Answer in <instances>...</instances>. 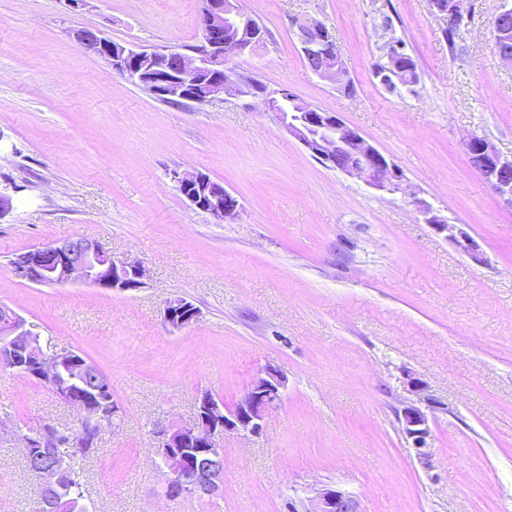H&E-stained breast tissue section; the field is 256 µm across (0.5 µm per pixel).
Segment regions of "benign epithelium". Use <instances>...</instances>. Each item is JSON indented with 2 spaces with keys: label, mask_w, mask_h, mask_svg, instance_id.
I'll return each mask as SVG.
<instances>
[{
  "label": "benign epithelium",
  "mask_w": 512,
  "mask_h": 512,
  "mask_svg": "<svg viewBox=\"0 0 512 512\" xmlns=\"http://www.w3.org/2000/svg\"><path fill=\"white\" fill-rule=\"evenodd\" d=\"M432 13L458 27L468 13L467 0H430ZM512 13L503 5L494 20L501 42H512V27L499 21ZM199 48L193 51H159L112 41L103 31L81 28L72 32L88 53L107 60L112 69L155 97L170 101L208 103L224 94L261 100L288 134L322 165L362 179L371 188L394 193L403 190L400 167L371 145L337 113L324 112L299 99L288 88L270 89L255 78L241 74L229 60L255 52L265 39L263 26L245 12L240 0H202ZM301 52L310 71L321 79L341 81L345 75L342 58L330 31L314 22L299 30ZM386 66L376 76L384 82L397 80L406 55L401 44H387ZM174 60L181 79L172 77L168 62ZM470 163L488 187L504 201L512 202V159L502 157L485 138L472 135L464 143ZM182 196L194 207L222 220L236 215L238 199L201 171L175 174ZM419 220L435 234L452 242L477 263L484 262L478 244L459 224H451L424 198L412 196ZM17 277L37 285L88 284L103 290L134 291L144 285L146 269L138 259H116L97 240L77 237L32 248L13 261ZM199 309L183 298L166 302L164 320L174 329L197 321ZM0 363L47 383L56 397L80 413V429L72 437L80 448H96L108 417L118 412L104 388L79 390L70 380L88 369V362L75 352L47 353L33 345L25 320L11 307L0 305ZM285 377L267 366L254 379L244 397L230 411L208 391L196 398L195 420L156 434L158 453L168 471L167 497L210 498L221 492L224 449L219 441L226 435H255L265 414L282 396ZM405 438L424 463L430 460L432 439L428 413L414 404L401 411ZM65 464L34 470L43 479V489L56 486ZM314 512H358L355 499L336 489L319 492Z\"/></svg>",
  "instance_id": "1"
}]
</instances>
